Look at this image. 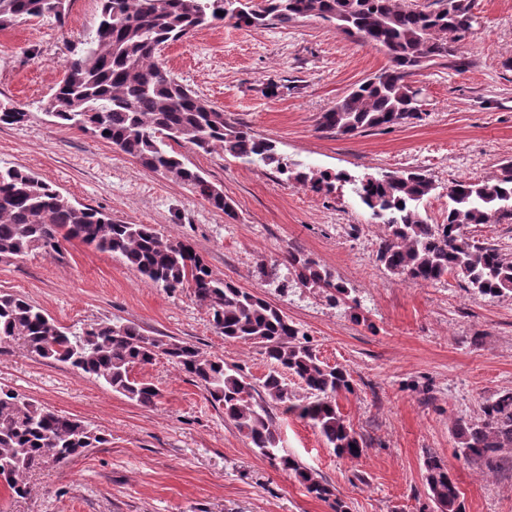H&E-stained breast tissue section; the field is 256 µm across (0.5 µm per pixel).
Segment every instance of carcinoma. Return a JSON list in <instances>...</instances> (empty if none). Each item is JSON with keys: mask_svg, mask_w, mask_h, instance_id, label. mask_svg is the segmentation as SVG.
I'll return each mask as SVG.
<instances>
[{"mask_svg": "<svg viewBox=\"0 0 512 512\" xmlns=\"http://www.w3.org/2000/svg\"><path fill=\"white\" fill-rule=\"evenodd\" d=\"M70 0H0V30L32 19L62 25ZM435 9L405 7L400 0H101L100 20L78 51L65 60L64 77L42 101L55 122L77 127L135 159L143 168L190 186L214 210L235 216L224 187L188 164L175 146L210 153L218 148L246 162L260 161L287 180L323 194L352 177L291 167L276 144L238 125L178 82L157 60L160 47L218 21L238 27L286 25L314 16L382 52L387 65L321 113L319 127L344 136L421 118L419 90L409 77L426 63L446 58L471 33V0H437ZM224 15H218V12ZM29 113L0 109V126H20ZM354 182V181H352ZM434 189L418 171L365 177L354 191L386 228L378 259L388 273L432 283L451 274L484 296L512 291V261L497 248L468 237L471 224L512 223V164L491 180L457 181L448 189L444 224H429L417 204ZM78 240L103 253H118L145 280L168 291L190 288L209 310L216 331L227 340L257 344L270 362L261 388L238 367L203 355L194 345L150 336L138 325L103 322L71 329L56 324L28 299L0 293V341L19 339L36 357L68 364L145 408L157 405L159 390L131 375L136 365L163 354L205 390L275 468L289 471L316 498L347 512L344 501L283 449L271 405H282L315 427L339 458L355 459L366 442L340 411L338 398L354 391L347 368L321 361L304 333L280 308L260 294L216 275L192 246L159 236L150 224H128L93 207L75 204L38 175L0 167V260L41 249L59 253ZM288 262L295 283L322 288L333 303L348 287L316 260L293 248ZM298 378L309 398L291 402L282 371ZM459 456L494 471L512 450V391L485 402L477 421L455 425ZM106 439L83 420L39 404L0 386V488L25 497V476L46 459L79 457ZM356 448H351V445ZM432 512H465L460 490L441 460L424 462Z\"/></svg>", "mask_w": 512, "mask_h": 512, "instance_id": "carcinoma-1", "label": "carcinoma"}]
</instances>
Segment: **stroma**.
I'll return each mask as SVG.
<instances>
[{"label":"stroma","instance_id":"1","mask_svg":"<svg viewBox=\"0 0 512 512\" xmlns=\"http://www.w3.org/2000/svg\"><path fill=\"white\" fill-rule=\"evenodd\" d=\"M472 12L473 31L459 52L410 78L421 91L422 121L353 136L319 129V117L387 59L321 19L207 26L162 47L158 60L292 163L355 177L426 174L434 189L418 212L440 224L451 182L484 181L512 164V0H472ZM98 15V0H72L65 26L34 19L0 30V99L30 114L25 125L0 126V167L33 172L72 201L190 243L214 273L299 324L322 361L350 369L355 391L339 406L367 442L359 459L336 457L309 423L274 410L285 450L330 482L348 512H422L429 454L447 464L465 512H512V454L489 474L458 457L454 435L457 420L479 418L487 399L512 390V293L485 297L451 276L423 284L392 276L377 258L385 227L352 184L325 195L278 181L271 167L182 147L191 165L223 186L235 208L229 217L182 182L54 123L41 102ZM270 84L274 95H264ZM294 247L345 282L348 297L333 303L323 289L296 285L288 264ZM0 292L24 296L65 327L132 322L149 335L176 337L241 366L257 386L269 370L258 345L214 329L191 289L144 282L121 257L76 240L58 254L0 261ZM132 374L158 387L155 407L31 356L21 341L0 343V385L107 438L84 456L32 471L26 497L0 490V512H332L259 455L167 357Z\"/></svg>","mask_w":512,"mask_h":512}]
</instances>
